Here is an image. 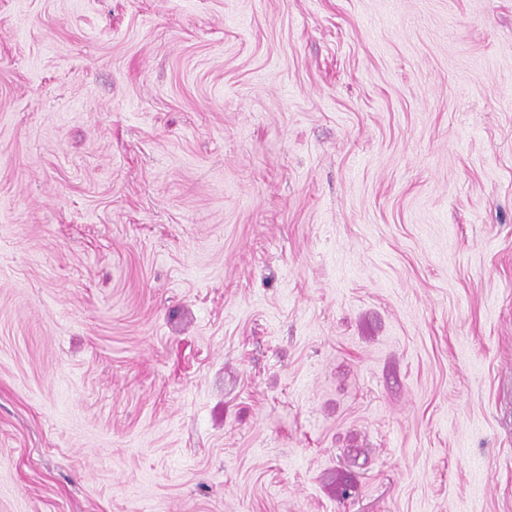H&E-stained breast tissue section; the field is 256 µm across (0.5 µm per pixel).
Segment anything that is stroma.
Listing matches in <instances>:
<instances>
[{
  "label": "stroma",
  "mask_w": 512,
  "mask_h": 512,
  "mask_svg": "<svg viewBox=\"0 0 512 512\" xmlns=\"http://www.w3.org/2000/svg\"><path fill=\"white\" fill-rule=\"evenodd\" d=\"M0 512H512V0H0Z\"/></svg>",
  "instance_id": "35a3bbf8"
}]
</instances>
